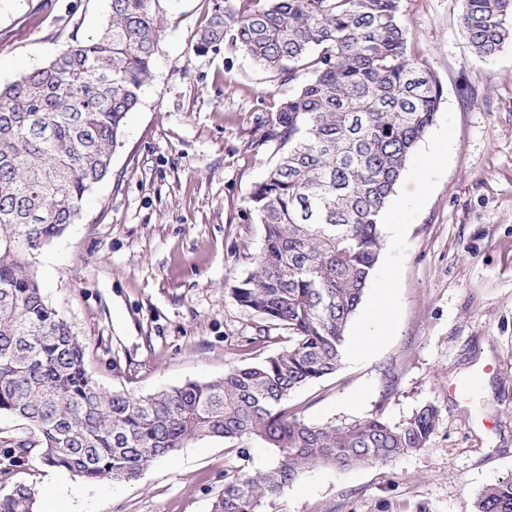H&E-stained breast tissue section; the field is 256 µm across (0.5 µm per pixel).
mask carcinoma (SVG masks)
<instances>
[{
  "label": "carcinoma",
  "instance_id": "1",
  "mask_svg": "<svg viewBox=\"0 0 512 512\" xmlns=\"http://www.w3.org/2000/svg\"><path fill=\"white\" fill-rule=\"evenodd\" d=\"M401 0H212L193 50L224 47L290 84L249 148L279 158L248 197L263 225L256 268L232 289L240 307L288 329L265 360L135 397L103 390L84 349L47 302L35 259L75 222L111 170L162 32L159 0H111L105 26L0 87V412L36 441L12 443L0 474L39 449L41 464L86 479L132 483L193 441L250 440L272 464L225 474L211 512H259L305 469L386 462L426 446L429 403L400 426L375 415L310 425L284 403L336 372L348 324L383 249L380 219L443 88L409 55ZM462 31L480 58L512 41V0H463ZM22 484L0 512H32ZM474 512H512V477L487 486Z\"/></svg>",
  "mask_w": 512,
  "mask_h": 512
}]
</instances>
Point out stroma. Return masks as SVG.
<instances>
[{
	"label": "stroma",
	"mask_w": 512,
	"mask_h": 512,
	"mask_svg": "<svg viewBox=\"0 0 512 512\" xmlns=\"http://www.w3.org/2000/svg\"><path fill=\"white\" fill-rule=\"evenodd\" d=\"M163 32L109 175L74 224L36 259L44 295L82 344L106 391L148 395L223 377L281 352L288 331L232 297L263 247L247 198L274 164L250 150L274 97L288 91L248 57L196 55L210 0H161ZM461 0H401L411 50L443 88L386 206L383 250L336 372L288 398L308 424L375 415L401 425L439 408L426 446L382 464L299 474L262 512H473L512 473V43L471 50ZM110 0H0V85L96 35ZM387 307L369 321L364 308ZM205 439L155 461L133 484L64 474L43 501L48 467L29 459L0 482L31 487L33 512H210L239 464Z\"/></svg>",
	"instance_id": "35a3bbf8"
}]
</instances>
